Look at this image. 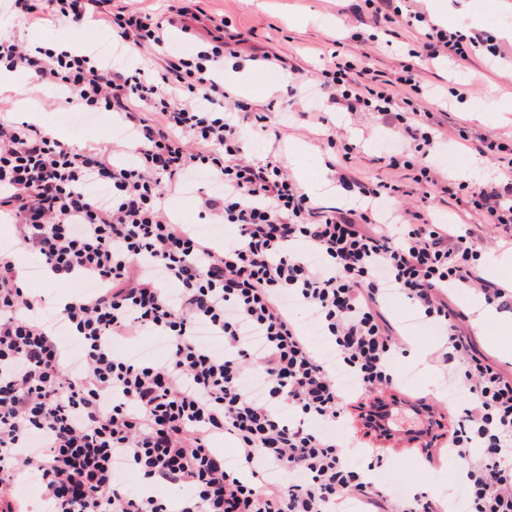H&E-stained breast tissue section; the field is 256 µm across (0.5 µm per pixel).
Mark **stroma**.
<instances>
[{
  "label": "stroma",
  "instance_id": "obj_1",
  "mask_svg": "<svg viewBox=\"0 0 512 512\" xmlns=\"http://www.w3.org/2000/svg\"><path fill=\"white\" fill-rule=\"evenodd\" d=\"M476 14H469L463 0L456 7L459 15L455 28L484 34L487 46L481 47L465 60L445 59L417 61L416 66L426 95L425 108L433 110L442 122L438 136L426 162L447 171L449 178L472 186L497 180L499 171L488 158L463 145L454 133L455 124H462L472 134L496 135L512 133V113L495 123H484L483 117L503 100H512V41L501 38L503 28H512V0H476ZM145 8L162 19H184L190 32L175 28L171 31L169 52H192L207 36L212 22H223L225 30L245 37L243 58L239 68H225L224 81L234 94L248 98L254 110L269 112V131L265 136L245 132L247 150L256 158L281 160L295 181L313 183L312 200L323 202L337 194L335 149L329 148L321 136L319 125L304 120L302 112H324L327 101L318 85V74L336 47L344 40L347 53L357 50L352 33L361 26L351 13L349 0H145ZM9 0H0V29L17 39L36 45L43 42H78L87 48L110 49L112 35L102 23L89 29L72 25L38 24L29 28L7 23ZM396 35L391 41H378L371 60L389 77H396L404 50L411 45L416 30L405 19L392 25ZM280 56L293 66L295 75L284 82L280 69L248 60L253 50ZM466 87L464 100H456L454 91ZM0 96L9 100L8 117L16 122L28 121L45 127L49 132L67 131L68 113L60 111L51 90L33 85L30 78L14 74L0 80ZM339 142H353L359 149L348 166L353 177L375 181L392 176L383 158L386 145L395 139L394 129L363 113L356 120L344 115H332ZM439 343L438 337L426 338L412 333L408 336L409 357L397 358L393 372L398 379L389 387V394L398 398L421 401L431 408L444 435H451L457 420L458 407L449 400L445 385L430 356ZM424 349L425 358L414 357L415 349ZM359 396H351L346 421L336 429L338 438L346 442L359 441L361 446L378 449L384 456V473L391 477L393 489H412L438 493L440 483L459 486L458 463L445 453H423L420 446L407 436L383 441L366 435L357 408Z\"/></svg>",
  "mask_w": 512,
  "mask_h": 512
}]
</instances>
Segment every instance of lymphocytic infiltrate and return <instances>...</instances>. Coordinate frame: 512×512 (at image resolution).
<instances>
[{"instance_id":"lymphocytic-infiltrate-1","label":"lymphocytic infiltrate","mask_w":512,"mask_h":512,"mask_svg":"<svg viewBox=\"0 0 512 512\" xmlns=\"http://www.w3.org/2000/svg\"><path fill=\"white\" fill-rule=\"evenodd\" d=\"M11 2L24 26L105 21L128 58L0 36V71L29 76L66 111L110 112L118 127L111 146L77 150L0 113V220L15 231L0 247V512H21L14 489L30 481L42 512H345L353 502L387 512L391 495L371 477L383 456L353 462L330 429L345 419L343 378L363 396L396 382L407 338L389 315L394 295L441 336L433 361L459 392L448 452L469 463L464 512H512V370L477 350L471 314L449 297L471 289L501 310L512 287L481 276L473 229L431 219L461 184L393 153L389 168L414 170L426 187L414 209L382 220L402 184L345 172L337 205L316 204L280 161L246 158L244 128L266 131L268 117L226 88L224 57L237 50L224 36L172 55L162 21L133 0L113 11ZM364 3L373 31L394 15L418 24L408 62L385 78L363 35L356 55L331 52L320 85L336 111L377 114L428 155L437 129L413 61L453 60L484 39L395 0ZM141 50L156 69L135 60ZM471 145L502 175L472 188L468 209L512 233V136ZM198 175L221 186L200 198L201 215L232 230L219 246L168 214ZM34 265L86 289L47 300L29 285ZM303 316L330 338L332 358L303 334ZM141 335L163 341V359L119 351ZM220 436L235 443V464L212 448ZM129 473L149 487L129 486ZM162 486L189 492L173 503Z\"/></svg>"}]
</instances>
